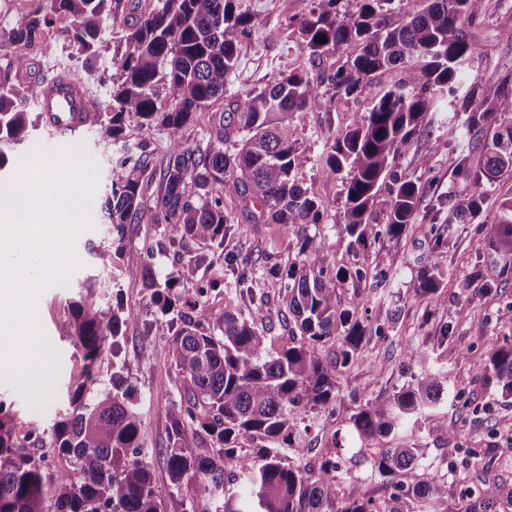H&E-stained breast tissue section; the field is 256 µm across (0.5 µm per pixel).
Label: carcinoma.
Segmentation results:
<instances>
[{
  "instance_id": "1",
  "label": "carcinoma",
  "mask_w": 512,
  "mask_h": 512,
  "mask_svg": "<svg viewBox=\"0 0 512 512\" xmlns=\"http://www.w3.org/2000/svg\"><path fill=\"white\" fill-rule=\"evenodd\" d=\"M242 0H162L126 24L127 50L118 62L112 106L105 111L91 99L97 125L114 141L140 138L156 123L171 133V148L160 170L161 188L154 198L152 219L165 225L147 252L173 253L175 272L157 281L143 264L150 307L168 317V357L184 379L186 400L173 404L164 463L174 492L165 501L153 486L150 465L142 458L137 388L120 358L121 329L139 314L121 304L77 303L58 334L83 354V381L74 389L68 418L58 422L50 440L52 454L65 466L48 463L17 446L13 428L0 405V512H439L448 503V487L434 473L415 482L401 477L419 466L417 448L358 450L355 465L393 481L387 500L372 496L336 506L341 463L324 457L318 469L291 462L283 453L293 448L297 416L328 407L336 398V378L365 338L357 318L363 299L355 293L344 307L336 283H361L368 271H331L325 244L304 234L298 259L286 266L272 254L262 257L266 274L281 283L288 313V341L277 348L274 337L259 328L266 319L264 297L256 296L249 264L224 256L232 275L201 281L204 257L185 251L187 242L221 247L234 233L224 212V198L236 199L240 210L263 224H319L315 196L298 180L310 161L299 146L293 114L324 108L357 97L378 76L398 70L406 78L389 85L354 124L332 141L323 178L347 171L344 222L338 231L351 244L364 245L379 231L369 222L379 193L387 189L385 233L408 231L432 236L435 249L453 247L457 227L480 211L481 195H459L448 186V204L438 202L429 224L418 223L423 186L397 176L396 160L410 148L423 115L448 100V146L457 153L455 177L479 187L512 173V116L501 109L512 99V73L483 84L470 73L475 45L464 22L479 17L484 0H418L417 9L400 12L396 0H356L354 11L341 0H312L300 23L301 51L320 60L353 46L336 71L327 75L333 94L326 98L305 70L280 74L262 88L226 94L227 77L237 65L236 34L266 26V18L242 8ZM71 20L73 41L88 55L97 51L104 22L119 24L112 0H49L12 28L8 41L26 44L41 54L54 50L48 38L55 18ZM33 62L17 55L0 72V171L15 146L35 126L22 106L20 75L31 74ZM224 100L203 135L204 143L184 144L180 132L198 112ZM109 190L108 220L117 238L125 226L148 208L142 187L148 162L144 153H126ZM448 213L443 220L441 215ZM493 250L512 257V199L500 205L487 223ZM439 262L423 269L415 292L430 298L444 282ZM229 287L254 308L248 314L224 313L216 323L201 298ZM181 292H176V289ZM336 345L326 360L322 346ZM112 358V377L103 383L97 363ZM430 355L420 347L405 354L424 368L385 398H363L349 419L350 431L364 447L379 437L413 426L418 417L443 401L444 385L425 370ZM486 382L501 398L512 399V345L491 343L480 363ZM209 439L202 453L198 444ZM255 444L243 447V442ZM191 493L184 509L182 487ZM458 512H512V485L486 483L462 492Z\"/></svg>"
}]
</instances>
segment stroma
<instances>
[{"instance_id": "obj_1", "label": "stroma", "mask_w": 512, "mask_h": 512, "mask_svg": "<svg viewBox=\"0 0 512 512\" xmlns=\"http://www.w3.org/2000/svg\"><path fill=\"white\" fill-rule=\"evenodd\" d=\"M250 11L267 17L268 25L237 36L238 61L226 82L228 92H243L264 86L280 73L294 69L309 70L311 76L333 73L338 58L328 55L318 66H311L299 49L300 20L310 8V0H243ZM512 28V0H485L480 17L466 26L474 36L479 55L472 64V73L479 81H496L505 71H512V41L502 38ZM125 28L105 24L95 54L82 52L71 39L56 40L54 52L41 58V72L66 70L77 77L89 96L102 104L112 99V76L116 62L125 51ZM389 76H382L366 85L357 98L338 101L330 110L309 108L295 113L298 138L310 151L311 160L298 174L320 204L322 220L307 229L285 224H256L236 214L232 202L224 208L233 213L235 234L225 239L222 252H204L206 260L199 277L210 279L225 276L224 255L239 253L255 264L253 288L267 296L266 325L272 335L288 333L283 317L284 294L278 284L265 277L257 266L261 256L271 253L281 262L294 261L303 233L319 234L325 242L327 259L332 267L349 268L357 264L371 273L384 272L390 277L388 291L372 290L367 285L340 283L336 292L341 302H348L353 293L365 301L359 316L367 327L366 337L353 362L337 375L336 400L328 408L300 413L294 431V443L302 448L303 465L318 467L323 456L351 454L352 441L348 419L360 405V395L385 397L393 387L410 380L412 372L403 366L407 345H419L431 353L430 370L442 373L451 394L478 404L480 413L460 410L445 403L436 411L423 415L418 425L406 433L379 438L380 448L408 446L421 449L423 464L442 476L448 485L449 501H456L464 488H480L483 482L512 483V401H503L493 386L488 385L479 368L490 342L512 343V325L499 320L501 307L512 301V270L504 271V262L488 244L486 221L492 220L499 204L512 198V176H506L486 187L483 211L479 220L465 225L459 232L451 252H439L430 237L407 233L398 238L384 234L387 193H380L371 222L380 234L366 248L351 246L348 237L337 230L343 221L345 191L342 179H325L319 174L334 135L351 126L361 112L389 85ZM448 114L438 103L427 112L411 139V148L396 162L398 175L406 179L425 177L433 186L423 196L419 213L437 202L448 191L454 178L455 154L448 144ZM88 159L98 170L90 202V224L83 229L75 244L77 263L64 276L63 282L41 291L34 305V324L56 351L59 359L69 364L68 370H57L54 391L44 407L32 406L20 390L0 378V407L12 418L15 440L34 454L48 452V442L55 423L69 409V393L82 380V355L66 338L58 336V326L68 321L77 301L109 305L122 303L128 310L139 312L140 321L128 323L124 329L123 353L129 365L131 381L138 389L137 411L142 420V456L153 471L154 487L159 495H167L169 481L162 450L167 445L169 413L174 401L184 393V381L163 354L169 336L167 326L157 320L149 305L144 286L142 265L138 260L144 246L160 234L151 216H144L127 225L120 249L112 247V226L107 220L105 201L116 159L123 154L121 144L105 136L100 127H93L79 138ZM431 158L430 170L420 173L416 158ZM106 248L112 252V266L101 271L96 252ZM440 262L448 275L433 298L416 297L413 287L419 272L432 262ZM402 297V311L397 321H389L388 313L394 295ZM453 321L454 337L444 346L434 339L440 323ZM159 348L151 363L137 361L145 347ZM456 424L461 432L460 452L446 445L445 427ZM474 451L479 462L465 465V451ZM391 486L365 468L353 469L336 487L337 502H349L366 495L377 499L389 496Z\"/></svg>"}]
</instances>
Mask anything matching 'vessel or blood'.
Masks as SVG:
<instances>
[{"label": "vessel or blood", "mask_w": 512, "mask_h": 512, "mask_svg": "<svg viewBox=\"0 0 512 512\" xmlns=\"http://www.w3.org/2000/svg\"><path fill=\"white\" fill-rule=\"evenodd\" d=\"M35 102L44 126L54 138L76 139L95 123L83 83L67 71H60L52 82L41 87Z\"/></svg>", "instance_id": "1"}]
</instances>
